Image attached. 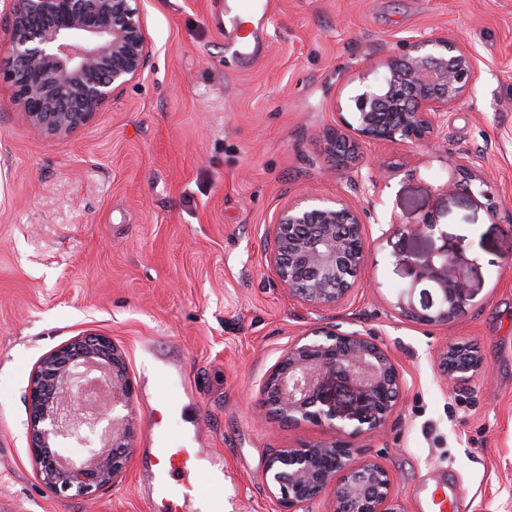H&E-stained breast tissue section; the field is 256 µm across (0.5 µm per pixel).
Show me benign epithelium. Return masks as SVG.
<instances>
[{
    "label": "benign epithelium",
    "mask_w": 512,
    "mask_h": 512,
    "mask_svg": "<svg viewBox=\"0 0 512 512\" xmlns=\"http://www.w3.org/2000/svg\"><path fill=\"white\" fill-rule=\"evenodd\" d=\"M0 83L31 128L64 139L88 123L115 91L141 77L151 45L140 0H10ZM382 75L351 97L341 123L364 141H409L439 151V128L478 79L461 41L411 37L382 63ZM336 175L354 188L380 184V170L360 176L362 156L341 131L323 136ZM477 181L472 162L454 165L445 189ZM364 220L345 196L279 211L268 246L269 263L288 293L315 308L345 303L364 264ZM463 248L442 245L410 261L412 282L397 295L402 318L446 326L466 309L470 284ZM424 288H419V285ZM296 339L266 378V415L290 425L308 422L327 438L280 448L265 461L264 479L281 512L321 495L331 512H403L389 472L374 459H356L354 440L384 430L403 383L390 354L358 331L317 330ZM444 373L459 380L484 372L483 358L456 343L438 353ZM133 388L122 353L107 336L87 334L44 355L27 390L28 448L42 483L57 496H90L124 472L134 432ZM87 449L86 457L60 453Z\"/></svg>",
    "instance_id": "obj_1"
}]
</instances>
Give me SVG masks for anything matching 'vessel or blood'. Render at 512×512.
Instances as JSON below:
<instances>
[{"mask_svg": "<svg viewBox=\"0 0 512 512\" xmlns=\"http://www.w3.org/2000/svg\"><path fill=\"white\" fill-rule=\"evenodd\" d=\"M270 9V0H241L236 13L240 36L235 52L243 60L249 61L257 56L260 45L257 40L256 25L259 21L268 18ZM149 442L152 456L148 486L150 495L174 507L175 512H224V502L220 499L210 500L194 508L190 507L174 480L175 475L188 474L198 468L214 465L215 460L212 455L203 453L195 447H172L166 434L154 424L149 427ZM466 496L467 490L460 484L435 487L429 495L430 510L431 512H455L457 502L465 499Z\"/></svg>", "mask_w": 512, "mask_h": 512, "instance_id": "b4317fda", "label": "vessel or blood"}]
</instances>
